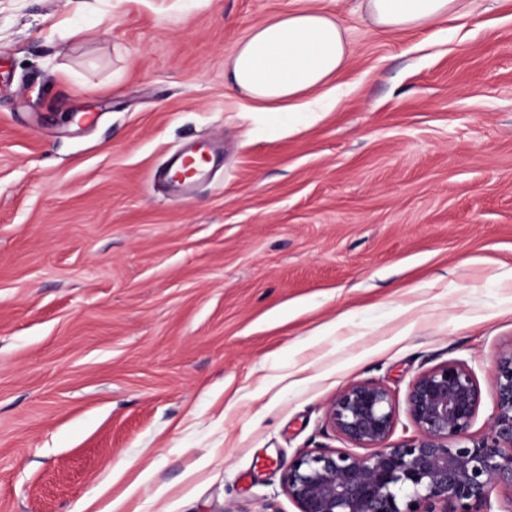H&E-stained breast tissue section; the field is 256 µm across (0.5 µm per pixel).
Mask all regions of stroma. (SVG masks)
Masks as SVG:
<instances>
[{
  "mask_svg": "<svg viewBox=\"0 0 512 512\" xmlns=\"http://www.w3.org/2000/svg\"><path fill=\"white\" fill-rule=\"evenodd\" d=\"M303 0H0V512H298L326 408L512 348V0L374 33L269 130L224 65ZM224 161L185 202L182 148ZM130 497H123L125 488Z\"/></svg>",
  "mask_w": 512,
  "mask_h": 512,
  "instance_id": "35a3bbf8",
  "label": "stroma"
}]
</instances>
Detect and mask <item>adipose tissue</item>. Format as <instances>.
<instances>
[{"label":"adipose tissue","mask_w":512,"mask_h":512,"mask_svg":"<svg viewBox=\"0 0 512 512\" xmlns=\"http://www.w3.org/2000/svg\"><path fill=\"white\" fill-rule=\"evenodd\" d=\"M459 0H361L371 23L391 32L426 27L458 10ZM353 48L338 15L311 5L255 26L228 61L232 89L268 114L309 112L315 96L350 65Z\"/></svg>","instance_id":"obj_1"}]
</instances>
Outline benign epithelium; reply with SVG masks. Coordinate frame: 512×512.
Instances as JSON below:
<instances>
[{"mask_svg":"<svg viewBox=\"0 0 512 512\" xmlns=\"http://www.w3.org/2000/svg\"><path fill=\"white\" fill-rule=\"evenodd\" d=\"M492 382L490 423L474 436L482 394L471 370L446 362L420 373L406 396L416 434L396 442L390 391L350 383L327 420L370 452L302 449L283 471L285 492L299 512H496L492 494L500 488L512 512V348L497 358Z\"/></svg>","mask_w":512,"mask_h":512,"instance_id":"7a95c632","label":"benign epithelium"}]
</instances>
